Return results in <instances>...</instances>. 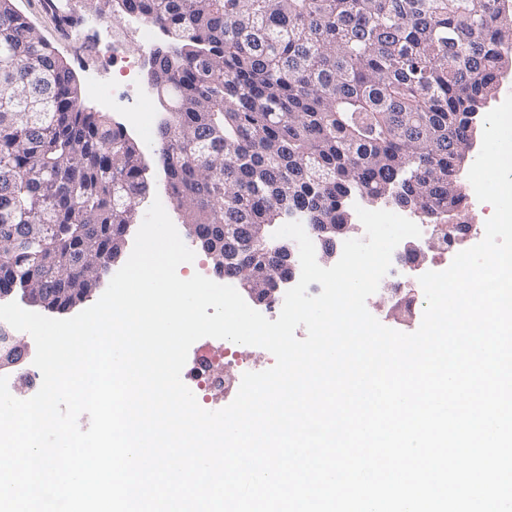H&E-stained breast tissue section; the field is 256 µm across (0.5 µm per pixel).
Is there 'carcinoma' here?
<instances>
[{
  "label": "carcinoma",
  "mask_w": 512,
  "mask_h": 512,
  "mask_svg": "<svg viewBox=\"0 0 512 512\" xmlns=\"http://www.w3.org/2000/svg\"><path fill=\"white\" fill-rule=\"evenodd\" d=\"M169 38L150 82L160 148L203 232L281 216L351 225L353 196L446 224L461 165L512 49L509 0H101ZM147 193L140 152L15 4L0 0V295L94 286Z\"/></svg>",
  "instance_id": "carcinoma-1"
}]
</instances>
